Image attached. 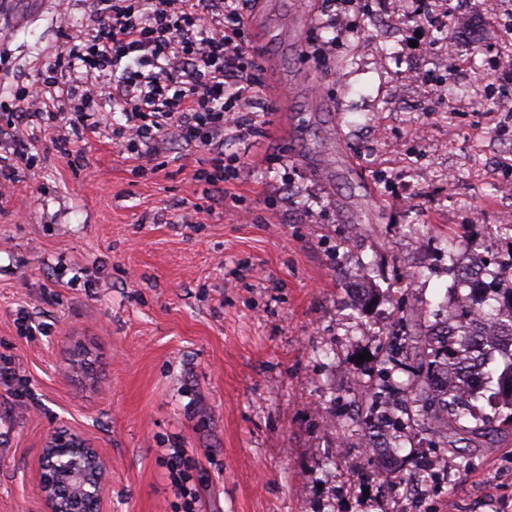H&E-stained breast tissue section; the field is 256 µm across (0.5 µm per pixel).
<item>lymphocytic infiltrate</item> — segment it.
<instances>
[{"instance_id": "obj_1", "label": "lymphocytic infiltrate", "mask_w": 512, "mask_h": 512, "mask_svg": "<svg viewBox=\"0 0 512 512\" xmlns=\"http://www.w3.org/2000/svg\"><path fill=\"white\" fill-rule=\"evenodd\" d=\"M90 43L61 50L52 72H72L68 82L18 84L23 117L51 115L70 106L84 111L110 104L125 117L121 129L138 160L152 161L172 138L210 153L216 184L236 179L240 168L224 162V132L253 134L239 117L256 98L259 68L248 52V0H96ZM133 67L104 82L122 59Z\"/></svg>"}]
</instances>
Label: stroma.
I'll use <instances>...</instances> for the list:
<instances>
[{
	"label": "stroma",
	"mask_w": 512,
	"mask_h": 512,
	"mask_svg": "<svg viewBox=\"0 0 512 512\" xmlns=\"http://www.w3.org/2000/svg\"><path fill=\"white\" fill-rule=\"evenodd\" d=\"M370 2L341 31L323 0H252L247 37L270 55L259 101L284 85L293 95L250 143L225 131L224 157L243 170L218 190L197 176L207 152L176 141L138 165L121 112L95 104L84 121L66 108L22 126L30 161H18L12 91L46 76L61 20L91 38L95 0H0V170L12 175L0 191V365L17 374L0 383V512H38V460L63 421L109 461L107 512H179L171 448L194 460L203 512H392L408 484L381 475L407 451L364 452L355 383L374 378L380 335L448 319L449 247L475 237L512 261L497 232L512 209L501 190L512 112L477 93L501 50L491 16L451 18L460 74L427 53L418 0H401L397 28ZM372 44L452 84L454 105L426 112L416 87L371 65L340 69ZM55 132L78 160L51 149ZM413 229L434 246L413 251ZM22 305L43 332L19 327ZM422 512H512V430L435 477Z\"/></svg>",
	"instance_id": "stroma-1"
}]
</instances>
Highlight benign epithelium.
I'll return each mask as SVG.
<instances>
[{
    "instance_id": "benign-epithelium-1",
    "label": "benign epithelium",
    "mask_w": 512,
    "mask_h": 512,
    "mask_svg": "<svg viewBox=\"0 0 512 512\" xmlns=\"http://www.w3.org/2000/svg\"><path fill=\"white\" fill-rule=\"evenodd\" d=\"M107 459L77 429L62 426L44 442L37 470L42 512H105Z\"/></svg>"
}]
</instances>
